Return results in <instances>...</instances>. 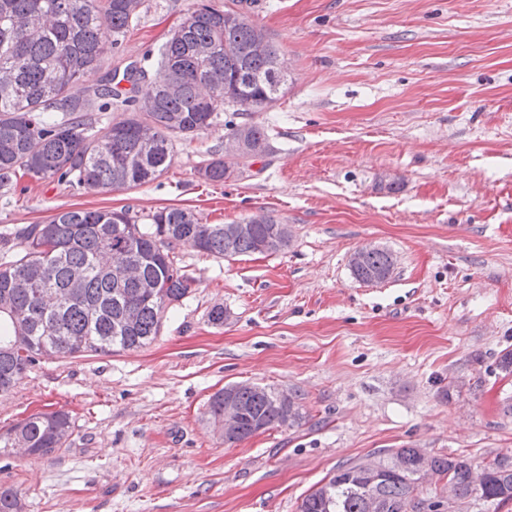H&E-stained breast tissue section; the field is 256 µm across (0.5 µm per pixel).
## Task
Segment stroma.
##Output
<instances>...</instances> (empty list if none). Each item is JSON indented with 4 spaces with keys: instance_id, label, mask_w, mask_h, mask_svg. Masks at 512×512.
<instances>
[{
    "instance_id": "stroma-1",
    "label": "stroma",
    "mask_w": 512,
    "mask_h": 512,
    "mask_svg": "<svg viewBox=\"0 0 512 512\" xmlns=\"http://www.w3.org/2000/svg\"><path fill=\"white\" fill-rule=\"evenodd\" d=\"M216 2L278 48L280 100L223 112L137 188L29 181L0 197V233L71 209L178 207L209 224L272 217L292 245L233 260L176 247L198 283L150 344L39 358L0 395V429L75 420L57 453L0 456L26 512H298L336 466L381 448L512 453V376L496 367L512 349V0ZM195 5L144 0L112 64L142 60ZM244 122L271 152L200 179ZM367 244L395 258L384 282L350 272ZM239 382L297 395L305 419L224 442L204 411Z\"/></svg>"
}]
</instances>
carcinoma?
<instances>
[{"mask_svg":"<svg viewBox=\"0 0 512 512\" xmlns=\"http://www.w3.org/2000/svg\"><path fill=\"white\" fill-rule=\"evenodd\" d=\"M143 0H0V195L28 177L72 189L109 193L148 184L173 160L174 139L192 138L226 111V94L270 108L283 94L274 72L278 49L268 43L252 51L256 26L244 16L230 22L212 0L196 6L155 54L149 71L138 62L112 67L106 56L135 24ZM109 32L112 40L103 39ZM101 73L94 86L85 77ZM126 86H121V83ZM121 108L130 116L102 125L96 113ZM269 151L265 128L250 124L247 158ZM240 162L207 160L201 178L221 183ZM193 211L165 207L145 217L128 209L68 210L46 224L0 233V294L13 310H0V393L47 354L80 357L138 349L158 335L171 306L192 292L197 279L177 264L174 249L190 244L212 255L234 258L275 253V219L247 221L228 234ZM125 249L142 264L137 280L112 279V257ZM395 260L386 249L368 253L351 274L369 283L390 274ZM84 271L74 285L72 271ZM128 312L132 329L120 326ZM240 410V428L230 442L258 427H292L305 419L295 401L283 408L278 391L240 383L225 386ZM224 416V390L207 403L206 417ZM69 412L33 414L0 430V455L22 444L46 455L73 435ZM446 481L462 506L512 501V455L483 466L464 457L424 448H391L339 466L326 483L307 494L299 512H417L426 475ZM0 512H23L22 494L0 487Z\"/></svg>","mask_w":512,"mask_h":512,"instance_id":"carcinoma-1","label":"carcinoma"}]
</instances>
